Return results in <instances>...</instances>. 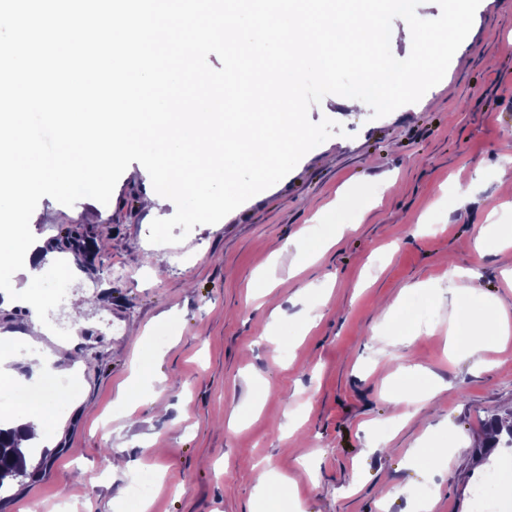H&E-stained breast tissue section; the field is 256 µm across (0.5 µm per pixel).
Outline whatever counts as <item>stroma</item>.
Instances as JSON below:
<instances>
[{
	"instance_id": "1",
	"label": "stroma",
	"mask_w": 512,
	"mask_h": 512,
	"mask_svg": "<svg viewBox=\"0 0 512 512\" xmlns=\"http://www.w3.org/2000/svg\"><path fill=\"white\" fill-rule=\"evenodd\" d=\"M445 79L379 119L326 96L309 117L341 133L178 244L148 240L176 207H142L153 185L139 163L108 204L42 198L30 229L75 279L49 313L70 337L43 335L38 354L79 379L69 400L44 402V451L0 512H137L129 485L143 475L149 512H252L253 471L267 462L290 483L279 512H415L388 494L405 485L435 497V512H472L481 475L512 467V448L479 446L489 412L512 409V357L489 351L476 371L448 353L447 289L469 284L448 270L474 272L480 308L512 309V248L479 254L472 235L512 225L500 186L512 176V0H481ZM334 223L355 230L319 258L292 247L300 227L321 239ZM260 274L276 282L262 298ZM378 328L390 338L382 353L370 345ZM147 351L171 386L117 401ZM408 364L410 392L387 402L386 379ZM432 386L442 394L417 408L414 391ZM460 444L448 461L428 456ZM110 448L126 471L108 469Z\"/></svg>"
}]
</instances>
